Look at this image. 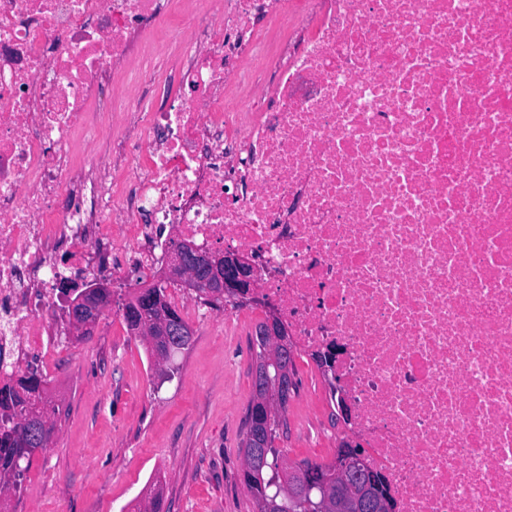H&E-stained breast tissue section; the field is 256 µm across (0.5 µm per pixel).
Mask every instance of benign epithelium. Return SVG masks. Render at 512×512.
<instances>
[{
  "mask_svg": "<svg viewBox=\"0 0 512 512\" xmlns=\"http://www.w3.org/2000/svg\"><path fill=\"white\" fill-rule=\"evenodd\" d=\"M169 253L170 276L174 280L197 287L196 271L204 263L210 269L207 292L222 294L240 303L255 301L258 271L251 260L228 251L199 252L192 244L181 240L174 241ZM111 292L107 284L94 283L77 295L66 311L77 334L90 335L97 329ZM156 324L159 330L147 329L145 335H185L184 329L171 316H162ZM258 335L261 336V354L256 359L254 376L260 382V395L251 413L252 440L256 447L249 457L252 466L264 464L265 455L270 451L273 412L289 397L285 382L288 367L277 370L274 378L269 375V365L276 361L286 363L290 353L288 327L270 314L261 322ZM274 480L280 482L290 497L298 500L304 512H394L382 479L371 469L363 445L355 440L340 444L332 461L324 465L281 464Z\"/></svg>",
  "mask_w": 512,
  "mask_h": 512,
  "instance_id": "1",
  "label": "benign epithelium"
}]
</instances>
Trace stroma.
<instances>
[{
    "label": "stroma",
    "instance_id": "obj_1",
    "mask_svg": "<svg viewBox=\"0 0 512 512\" xmlns=\"http://www.w3.org/2000/svg\"><path fill=\"white\" fill-rule=\"evenodd\" d=\"M108 283L112 303L97 330L59 337L58 358L42 372L62 413L9 495L8 512H137L153 488L162 512H257L242 480V440L262 313L228 303L194 313L186 308L193 290L168 284L193 331L169 379L124 321L133 286L117 275ZM294 362L296 389L276 445L288 461L326 463L336 451L328 388L302 357Z\"/></svg>",
    "mask_w": 512,
    "mask_h": 512
}]
</instances>
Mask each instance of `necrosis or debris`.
I'll return each mask as SVG.
<instances>
[{"mask_svg":"<svg viewBox=\"0 0 512 512\" xmlns=\"http://www.w3.org/2000/svg\"><path fill=\"white\" fill-rule=\"evenodd\" d=\"M167 226L339 348L399 512H512V0H0V380Z\"/></svg>","mask_w":512,"mask_h":512,"instance_id":"necrosis-or-debris-1","label":"necrosis or debris"}]
</instances>
